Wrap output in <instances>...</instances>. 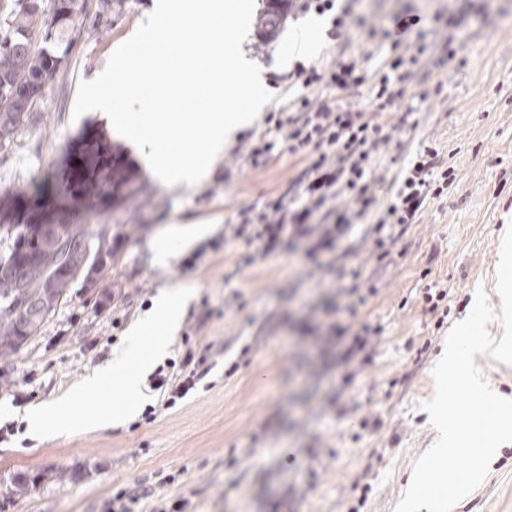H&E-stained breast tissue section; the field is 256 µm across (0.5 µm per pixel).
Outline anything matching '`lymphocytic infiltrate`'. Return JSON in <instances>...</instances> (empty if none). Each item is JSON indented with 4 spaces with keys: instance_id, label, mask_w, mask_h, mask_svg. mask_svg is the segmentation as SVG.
<instances>
[{
    "instance_id": "f902f5d3",
    "label": "lymphocytic infiltrate",
    "mask_w": 512,
    "mask_h": 512,
    "mask_svg": "<svg viewBox=\"0 0 512 512\" xmlns=\"http://www.w3.org/2000/svg\"><path fill=\"white\" fill-rule=\"evenodd\" d=\"M294 5L303 12L330 14V39L356 28L371 43H392L393 50L374 70L352 54L319 65L296 63L290 78L302 94L288 101L285 112L269 113L264 129L248 133L243 143L251 164L269 162L286 149L299 156L302 169L283 192L241 208L233 233L250 248L242 265L299 248L315 270L342 280L347 269L339 260L353 253L354 231L385 248L431 201L447 196L456 176L453 167L441 163L438 149L425 145L395 177L390 202L379 205L376 163L407 120L381 121L377 115L394 111L404 99L426 49L403 46L399 27L384 28L350 10H337L336 0H294ZM363 86L372 95V111L340 106L332 98L333 92ZM212 367L208 356L187 348L178 368L155 371L153 387L166 393L168 405H175Z\"/></svg>"
}]
</instances>
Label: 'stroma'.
Wrapping results in <instances>:
<instances>
[{"instance_id": "obj_1", "label": "stroma", "mask_w": 512, "mask_h": 512, "mask_svg": "<svg viewBox=\"0 0 512 512\" xmlns=\"http://www.w3.org/2000/svg\"><path fill=\"white\" fill-rule=\"evenodd\" d=\"M150 3L125 0L103 27L93 23L100 2L90 0L65 66L0 152L1 194L61 168L66 149L89 129L105 135L144 184L131 202L74 215V223L113 245L109 275L90 290L76 284L39 336L0 361V424L27 420L32 410L67 398L110 362L132 324L173 284L188 288L191 298L173 343L150 355L151 364L180 360L189 345L212 343L224 354L169 409L142 379L154 415L140 410L113 421L123 397L110 383L72 408L77 417L107 418V426L0 438V512H106L118 491L158 484L169 498L187 496L194 512H394L415 460L438 437L421 404L434 393L432 369L448 330L469 314L477 288L497 300L503 269L512 267V243L501 235L512 225V0H350L355 12L375 18L417 11L427 45L439 40V19L450 11H465L468 28L447 68L417 73L401 106L413 108L418 125L403 129L380 166L394 177L433 143L449 156L455 182L388 257L372 241H357L345 265L360 276L345 284L366 301L340 316L333 277H307L298 252L237 266L248 250L230 234L237 210L282 192L301 169L297 156L284 151L255 167L230 145L208 181L167 187L98 115L73 118L80 83L104 69ZM278 46L254 32L247 37L248 56L263 67L275 96L270 112L289 96ZM440 81L441 95L424 96ZM172 224H206L210 231L162 266L152 244ZM436 283L448 288L441 323L422 300L423 288ZM334 323L379 328L371 362L342 364L322 341ZM306 468L315 470L316 482L305 492L297 474ZM20 471L42 479L28 494H10ZM456 512H512V443L498 450L484 482Z\"/></svg>"}]
</instances>
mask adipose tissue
<instances>
[{
    "instance_id": "adipose-tissue-1",
    "label": "adipose tissue",
    "mask_w": 512,
    "mask_h": 512,
    "mask_svg": "<svg viewBox=\"0 0 512 512\" xmlns=\"http://www.w3.org/2000/svg\"><path fill=\"white\" fill-rule=\"evenodd\" d=\"M189 293L186 289L172 287L159 292L152 309L131 327L128 336L121 346L112 351L111 362L92 372L82 385L68 397L57 402L48 410H37L30 416V424L34 431L44 429L45 416H53L55 430L59 433H76L101 426L98 418L85 417L72 419L70 405L77 403L84 395L95 392L107 383L121 382L124 391V412L137 410L144 399L140 391V380L130 370L133 362L144 356L145 349L163 352L169 345L179 324L186 306Z\"/></svg>"
}]
</instances>
